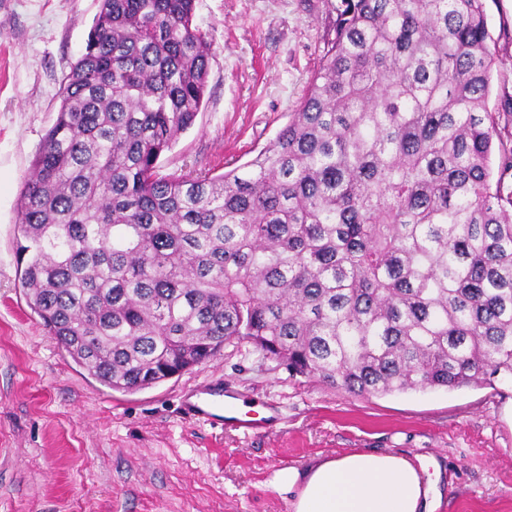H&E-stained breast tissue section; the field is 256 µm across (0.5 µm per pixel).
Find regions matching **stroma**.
Here are the masks:
<instances>
[{"label":"stroma","instance_id":"35a3bbf8","mask_svg":"<svg viewBox=\"0 0 512 512\" xmlns=\"http://www.w3.org/2000/svg\"><path fill=\"white\" fill-rule=\"evenodd\" d=\"M336 0H196L212 48L203 105L159 164L221 174L299 109L332 37ZM99 0H0V512H284L285 468L350 451L437 462V512H512V382L357 396L295 376L249 344L134 393L97 382L48 336L19 280L22 179L54 124ZM488 107L512 106V0H486ZM221 379L278 403L272 429L221 431L180 391Z\"/></svg>","mask_w":512,"mask_h":512}]
</instances>
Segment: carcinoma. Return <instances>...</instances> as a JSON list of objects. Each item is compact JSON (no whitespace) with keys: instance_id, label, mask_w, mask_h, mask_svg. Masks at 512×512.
Segmentation results:
<instances>
[{"instance_id":"carcinoma-1","label":"carcinoma","mask_w":512,"mask_h":512,"mask_svg":"<svg viewBox=\"0 0 512 512\" xmlns=\"http://www.w3.org/2000/svg\"><path fill=\"white\" fill-rule=\"evenodd\" d=\"M486 0H336L299 109L251 161L163 174L203 104L195 0H100L18 201L20 284L122 392L246 342L359 395L512 380V109Z\"/></svg>"}]
</instances>
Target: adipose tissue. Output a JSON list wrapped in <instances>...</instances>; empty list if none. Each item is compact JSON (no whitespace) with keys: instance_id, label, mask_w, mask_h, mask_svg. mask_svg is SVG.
Wrapping results in <instances>:
<instances>
[{"instance_id":"1","label":"adipose tissue","mask_w":512,"mask_h":512,"mask_svg":"<svg viewBox=\"0 0 512 512\" xmlns=\"http://www.w3.org/2000/svg\"><path fill=\"white\" fill-rule=\"evenodd\" d=\"M424 473L399 454L354 451L281 471L277 488L294 512H435L440 492Z\"/></svg>"}]
</instances>
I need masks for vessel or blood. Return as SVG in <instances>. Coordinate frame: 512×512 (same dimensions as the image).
<instances>
[{
  "mask_svg": "<svg viewBox=\"0 0 512 512\" xmlns=\"http://www.w3.org/2000/svg\"><path fill=\"white\" fill-rule=\"evenodd\" d=\"M182 405L199 422L224 430L247 433L258 425L275 426L281 419L276 404L264 403L260 411L249 408L247 394L228 384L207 383L185 389Z\"/></svg>",
  "mask_w": 512,
  "mask_h": 512,
  "instance_id": "obj_1",
  "label": "vessel or blood"
}]
</instances>
